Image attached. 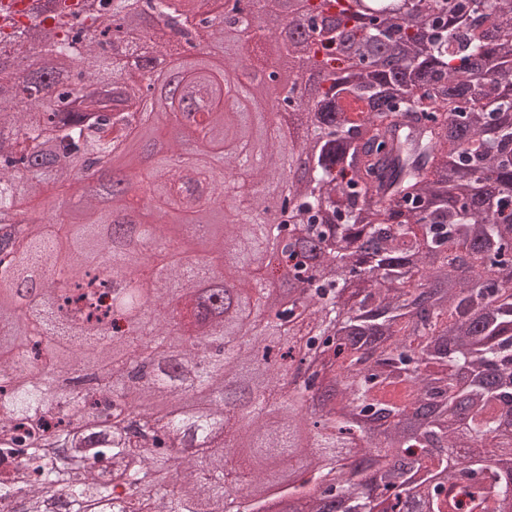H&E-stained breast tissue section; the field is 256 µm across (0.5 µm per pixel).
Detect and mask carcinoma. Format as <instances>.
<instances>
[{
    "label": "carcinoma",
    "mask_w": 512,
    "mask_h": 512,
    "mask_svg": "<svg viewBox=\"0 0 512 512\" xmlns=\"http://www.w3.org/2000/svg\"><path fill=\"white\" fill-rule=\"evenodd\" d=\"M83 0H54L52 10L0 6V55H44L55 73L27 72L24 92L0 95V208L20 209L33 225L23 265L0 266V497L24 492L22 512H226L239 486L225 481V459L243 450L256 466L246 487L250 512L268 499H294L306 512H375L370 469L383 468L391 512H512V0H412L404 16L368 24L356 0H305L311 19L330 13L347 34L353 60L327 51L323 33L299 47L322 72L312 134L323 141L299 208L311 213L302 235L279 254L259 219L234 221L224 201V168L252 138L248 115L224 111V72L206 59L180 63L210 111L183 127L201 136L185 171L155 157L152 199L168 206L157 225L152 301L120 284L148 260L124 251L136 225L112 220L87 198L80 208L44 198L53 181L78 192L76 172L109 161L112 196L128 203L131 164L112 156L126 135L120 113L137 106V83L98 52L112 23L96 17L77 29L68 18ZM91 74L100 91L87 108H67L70 93L41 97L48 84L73 88ZM285 174H246L278 184ZM205 213L208 224H196ZM112 225L115 265L97 261L100 225ZM329 241L328 278L305 276L309 243ZM229 272L248 280L267 254L268 275L295 262L291 287L302 311L292 333L270 321L238 341L253 289L224 301ZM198 246L208 256L187 267ZM63 267L57 284L46 271ZM327 358L338 388L333 409L305 408L304 394L275 391L291 345ZM200 350L209 360L195 362ZM160 374L134 400L125 371L145 356ZM92 364L106 388L63 403L46 381ZM233 378L236 387L225 385ZM258 401L247 425L230 431L235 410ZM134 404L161 423L148 438L110 429L111 410ZM464 408L467 435L454 426ZM372 420L382 427L358 437ZM56 439L64 458L42 456ZM296 461L301 473L272 481ZM159 475L152 483L148 475Z\"/></svg>",
    "instance_id": "1"
}]
</instances>
